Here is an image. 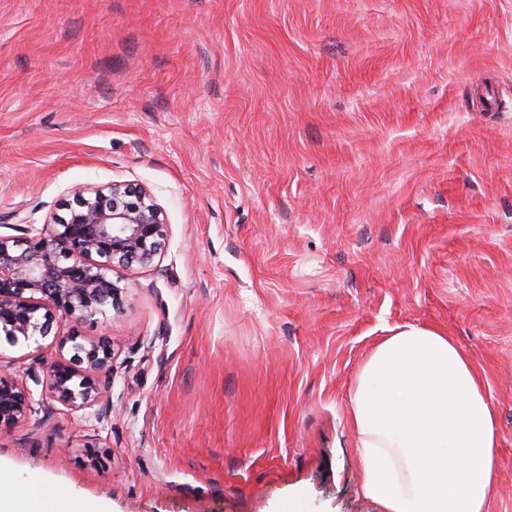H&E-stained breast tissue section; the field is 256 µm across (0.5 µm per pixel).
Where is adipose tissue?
<instances>
[{
	"mask_svg": "<svg viewBox=\"0 0 512 512\" xmlns=\"http://www.w3.org/2000/svg\"><path fill=\"white\" fill-rule=\"evenodd\" d=\"M349 423L366 498L381 512H486L498 446L495 410L448 336L396 327L360 366ZM0 512H80L64 492L17 494Z\"/></svg>",
	"mask_w": 512,
	"mask_h": 512,
	"instance_id": "1",
	"label": "adipose tissue"
}]
</instances>
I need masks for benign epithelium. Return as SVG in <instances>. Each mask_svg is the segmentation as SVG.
Here are the masks:
<instances>
[{
    "mask_svg": "<svg viewBox=\"0 0 512 512\" xmlns=\"http://www.w3.org/2000/svg\"><path fill=\"white\" fill-rule=\"evenodd\" d=\"M64 209L66 216L35 236H0V330L14 344H37L54 334L61 354L49 366L50 389L78 409L99 400L98 373L112 369L113 341L67 358L62 351L70 343L78 348L77 336L55 325L56 313L83 321L107 305L120 312L126 288L109 273L116 264L149 265L166 245L167 224L148 191L132 184L78 190ZM29 410L23 382L0 369V434Z\"/></svg>",
    "mask_w": 512,
    "mask_h": 512,
    "instance_id": "obj_1",
    "label": "benign epithelium"
}]
</instances>
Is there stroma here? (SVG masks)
<instances>
[{
	"label": "stroma",
	"instance_id": "1",
	"mask_svg": "<svg viewBox=\"0 0 512 512\" xmlns=\"http://www.w3.org/2000/svg\"><path fill=\"white\" fill-rule=\"evenodd\" d=\"M147 188L167 222L115 267L100 418L0 332L27 417L0 496L91 512H379L349 392L389 327L450 336L496 409L512 512V0H0V236L76 188ZM1 512H91L79 510L76 500L65 492H40L36 495L17 494L2 503Z\"/></svg>",
	"mask_w": 512,
	"mask_h": 512
}]
</instances>
